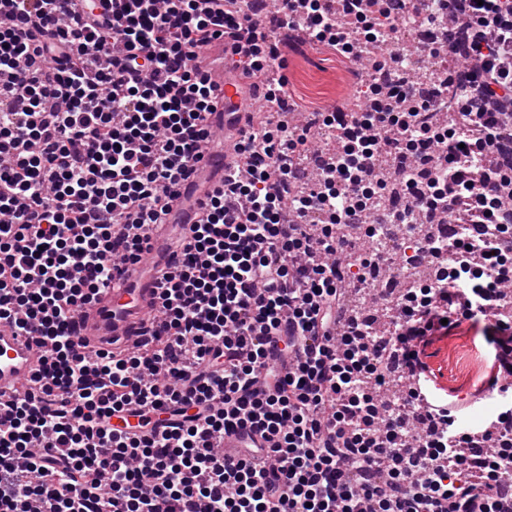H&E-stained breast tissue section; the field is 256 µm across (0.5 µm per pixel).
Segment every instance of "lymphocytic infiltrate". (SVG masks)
<instances>
[{"label":"lymphocytic infiltrate","instance_id":"f902f5d3","mask_svg":"<svg viewBox=\"0 0 512 512\" xmlns=\"http://www.w3.org/2000/svg\"><path fill=\"white\" fill-rule=\"evenodd\" d=\"M451 119L403 87L348 125L248 115L237 163L199 223L172 240L158 314L135 350L79 351L77 316L136 261L165 223L194 163L214 149L205 116L216 89L196 56L221 37L233 67L264 83L297 19L307 40L359 58L396 45L416 0H275L254 20L243 0H0V323L50 350L23 394L0 400V512H503L512 472V0H449ZM265 62H257L258 51ZM428 148L399 165L415 208L458 225L432 254L444 273L398 301L388 341L345 312L348 264L365 282L378 257L337 236L378 209L387 136ZM483 317L495 348L496 421L461 431L454 403L423 391L427 347ZM430 432L382 415L395 358ZM138 406L179 415L118 434ZM248 430L235 455L226 430Z\"/></svg>","mask_w":512,"mask_h":512}]
</instances>
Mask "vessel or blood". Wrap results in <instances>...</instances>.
Here are the masks:
<instances>
[{"label": "vessel or blood", "mask_w": 512, "mask_h": 512, "mask_svg": "<svg viewBox=\"0 0 512 512\" xmlns=\"http://www.w3.org/2000/svg\"><path fill=\"white\" fill-rule=\"evenodd\" d=\"M199 61L209 64V73L218 91L213 111L207 115L208 128L224 131V153L219 157L203 156L191 177L181 185L182 197L193 201V208L182 211V223H195L200 211L195 203L212 186L224 179V172L235 161L234 146L248 130L243 101L252 85L241 70L225 69L224 42L215 40L196 51ZM173 227L154 224L148 229L151 248L139 262L121 265L113 287L104 289L77 319L76 340L82 350H111L133 347L142 324L156 311L158 287L156 271L170 260V237ZM45 351L38 337L0 325V393L17 395L36 371Z\"/></svg>", "instance_id": "vessel-or-blood-1"}]
</instances>
